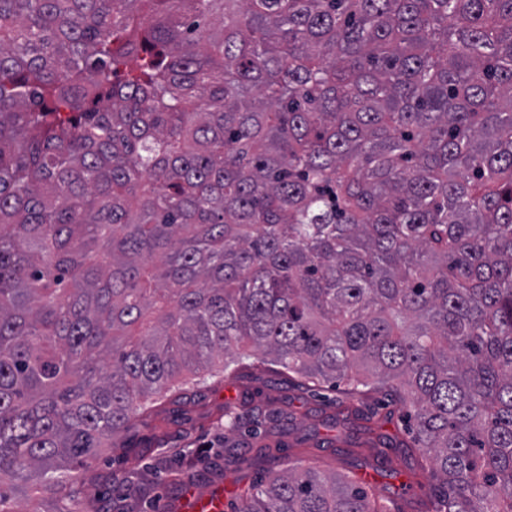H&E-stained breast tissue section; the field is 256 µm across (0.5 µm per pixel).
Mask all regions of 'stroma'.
<instances>
[{
	"label": "stroma",
	"mask_w": 512,
	"mask_h": 512,
	"mask_svg": "<svg viewBox=\"0 0 512 512\" xmlns=\"http://www.w3.org/2000/svg\"><path fill=\"white\" fill-rule=\"evenodd\" d=\"M180 402L154 399L118 448L81 468L75 497L27 482L14 493L13 512L41 503L44 512H172L187 482L224 484L225 502L267 481L273 467L299 463L353 478L370 473L379 501L392 512H425L433 483L419 453L409 451V422L395 412L388 389L360 394L324 382L306 389L252 363L238 376L216 375L201 388L184 385ZM242 431L229 434L225 405Z\"/></svg>",
	"instance_id": "35a3bbf8"
}]
</instances>
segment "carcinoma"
I'll use <instances>...</instances> for the list:
<instances>
[{"label":"carcinoma","instance_id":"obj_1","mask_svg":"<svg viewBox=\"0 0 512 512\" xmlns=\"http://www.w3.org/2000/svg\"><path fill=\"white\" fill-rule=\"evenodd\" d=\"M251 356L512 512V0H0V505ZM237 512L385 510L292 466Z\"/></svg>","mask_w":512,"mask_h":512}]
</instances>
